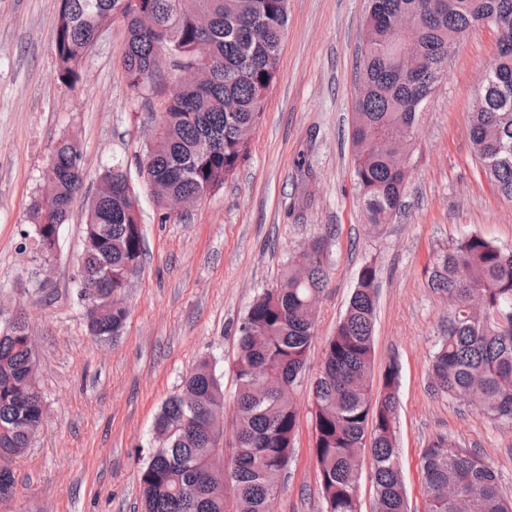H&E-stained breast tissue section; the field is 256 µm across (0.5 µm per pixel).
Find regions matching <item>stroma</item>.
I'll list each match as a JSON object with an SVG mask.
<instances>
[{
  "label": "stroma",
  "mask_w": 512,
  "mask_h": 512,
  "mask_svg": "<svg viewBox=\"0 0 512 512\" xmlns=\"http://www.w3.org/2000/svg\"><path fill=\"white\" fill-rule=\"evenodd\" d=\"M58 0H0V327L25 314L37 347L46 420L13 464L0 512H140L139 472L153 425L186 372L216 366L232 403L236 329L253 298L275 287L289 256L335 227L330 285L299 393V432L276 512H320L310 394L327 339L361 267L378 270L372 390L399 370L396 442L409 512H422L418 460L438 435L480 450L512 497V429L480 408L434 395L430 360L448 325L446 297L428 284L435 258L478 232L512 249V203L486 178L469 138L479 91L498 50L481 26L449 49L445 77L416 128L404 202L391 223L370 225L355 187L351 144L355 62L367 0H289L279 76L250 133L236 177L182 216L159 223L141 170L162 95L130 86L126 30L106 26L76 87L60 83L54 55ZM77 139L84 183L42 254L31 215L53 149ZM122 160L139 197L146 260L124 300L117 338L86 327L79 258L87 202L103 170Z\"/></svg>",
  "instance_id": "obj_1"
}]
</instances>
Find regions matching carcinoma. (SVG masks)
<instances>
[{
    "label": "carcinoma",
    "mask_w": 512,
    "mask_h": 512,
    "mask_svg": "<svg viewBox=\"0 0 512 512\" xmlns=\"http://www.w3.org/2000/svg\"><path fill=\"white\" fill-rule=\"evenodd\" d=\"M401 19L416 27L409 63L398 57L395 26ZM483 20L500 26L502 38L512 42V0H369L364 25L370 43L358 61L352 147L356 186L371 224L390 223L403 206L409 171L400 160L411 155L413 141L401 128L416 126L440 84L448 43ZM115 21L127 30L122 65L136 89L158 91L162 54L182 65L200 53L209 59L201 82H178L164 98L161 135L142 160L165 223L169 197L200 200L223 188L247 160L246 130L263 118L266 93L278 77L288 0H59L54 53L63 85L81 81L82 60L98 28ZM470 139L487 179L512 203V52L488 68ZM98 185L87 207L80 285L88 299V332L104 339L125 325L126 307L111 300L124 295L129 271L142 269L144 235L123 164L107 168ZM82 186L78 143L63 137L35 208L43 254L57 250L56 227L68 221ZM328 244L322 237L307 256L291 255L280 284L250 304L237 329L230 419H224L221 378L208 360L183 380L189 399L176 394L163 404L153 427L157 446L139 473L142 512H270L293 455L296 395L316 305L329 285ZM376 278V267L361 268L310 395L322 512H359L366 456L375 512H408L396 446L395 365L385 368L383 393L372 394ZM430 282L452 303L445 338L431 359V390L449 399L467 397L488 418L511 427L512 251L471 232L438 256ZM28 336L22 316L0 330V497L12 492V463L46 416ZM420 470L424 512H462L468 496L478 498L481 512H512L491 463L479 452L458 449L450 437L430 442Z\"/></svg>",
    "instance_id": "cac0c4a2"
}]
</instances>
